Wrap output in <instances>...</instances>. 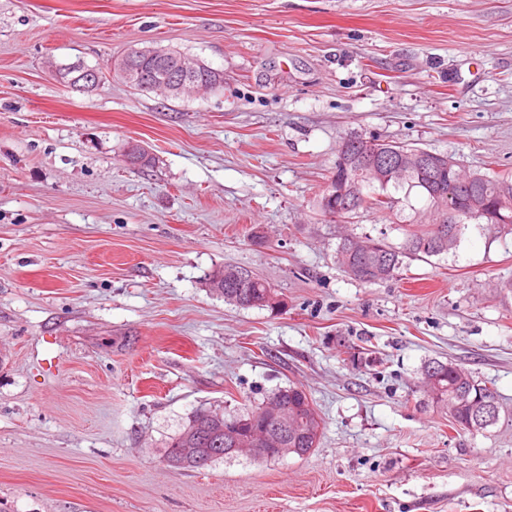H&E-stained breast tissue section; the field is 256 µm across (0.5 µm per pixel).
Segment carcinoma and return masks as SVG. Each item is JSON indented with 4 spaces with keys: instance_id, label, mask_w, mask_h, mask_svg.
Returning a JSON list of instances; mask_svg holds the SVG:
<instances>
[{
    "instance_id": "obj_1",
    "label": "carcinoma",
    "mask_w": 512,
    "mask_h": 512,
    "mask_svg": "<svg viewBox=\"0 0 512 512\" xmlns=\"http://www.w3.org/2000/svg\"><path fill=\"white\" fill-rule=\"evenodd\" d=\"M183 53L157 47L155 55L138 61L141 73L148 76L153 72L174 71ZM139 73V74H141ZM139 74L130 75L129 86L137 89ZM375 151L379 162L386 166H394L409 154L422 151V148L409 144L388 142L385 143L375 137L351 135L344 139L338 149L337 158H347L359 151ZM458 164L452 165L442 162L423 173V177L411 181H404L399 177L383 180L376 170H367L358 175L357 184L352 186L350 198L356 203L343 213H336L324 204L326 189L318 194L317 206L323 216L331 219L338 217L348 219L361 207L369 208L382 214L393 210L398 199L392 191H403L410 194L416 189L426 196L428 207L438 202L444 207V213L432 212V223L420 224L417 228L406 233L405 240L399 247H394L382 240L347 235L341 239L337 246V261L343 271L352 279L367 284L386 281L395 276L400 269L403 258L416 257L420 254L426 256H439L447 254L458 246L463 230L468 224H484L488 219L482 214L464 210V201L472 196L480 198L487 206V213L492 215L495 223L490 229L495 233H512V178L495 172H476V178L469 184H462L454 178ZM242 268L224 266L215 269L208 278L209 286L214 292L224 298V302L241 306L238 302V291L251 294L260 309L275 310L270 304L263 303L268 293H274L271 285L258 274L252 272L246 281H241L239 273ZM435 369L436 378L432 393L438 402L446 405L453 421L460 427L474 419V412L463 402L461 393L469 396L477 393L489 397L496 396L495 390L473 379L465 384L460 383L462 370L449 364L433 361L422 369V377H428V369ZM288 391V414L293 416L291 428L285 430L281 444L287 448H316L322 434V419L317 412L311 398L300 387L290 385ZM207 410L196 411L185 425L187 432H196L199 439L206 443L204 455L210 458L224 453V440L209 442L208 424L203 415ZM182 434L171 438L167 444L164 461L167 465L183 470H194L192 464L180 463L176 453Z\"/></svg>"
}]
</instances>
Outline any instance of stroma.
Wrapping results in <instances>:
<instances>
[{"label": "stroma", "instance_id": "obj_1", "mask_svg": "<svg viewBox=\"0 0 512 512\" xmlns=\"http://www.w3.org/2000/svg\"><path fill=\"white\" fill-rule=\"evenodd\" d=\"M149 44L223 89L116 80ZM355 133L512 176V0H0V512H512V234L471 224L453 253L350 279L341 237L400 245L426 204L323 217ZM130 142L153 168L125 165ZM224 265L285 309L225 303ZM433 360L493 386L497 423L454 426ZM291 384L323 420L309 455L164 462L196 409ZM180 71L170 76L157 77L150 79L147 77L141 83V87L151 89L155 94L162 97H181L192 92H205L210 93L211 90L224 82V73L219 69H215L197 58H184L178 64ZM202 71H209L214 77L209 83L204 79ZM199 73V74H198ZM198 74V79L202 83L196 82L195 78ZM223 85H220L215 91L219 90ZM214 91V92H215Z\"/></svg>", "mask_w": 512, "mask_h": 512}]
</instances>
